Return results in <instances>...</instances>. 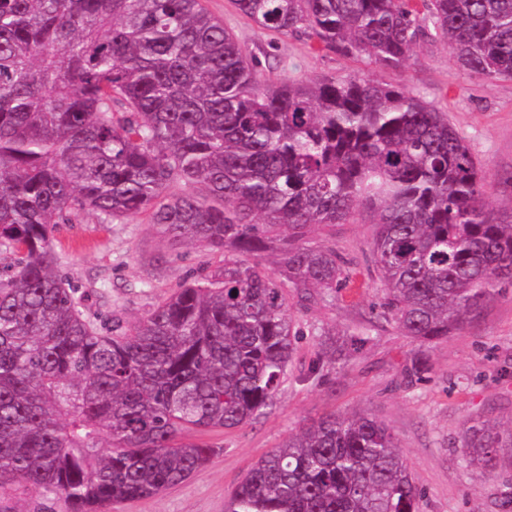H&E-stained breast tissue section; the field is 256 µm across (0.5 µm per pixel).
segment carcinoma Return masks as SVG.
Here are the masks:
<instances>
[{
	"mask_svg": "<svg viewBox=\"0 0 512 512\" xmlns=\"http://www.w3.org/2000/svg\"><path fill=\"white\" fill-rule=\"evenodd\" d=\"M232 2L381 69L435 37L461 68L512 78V0ZM486 179L448 113L402 87L261 81L203 0H0V255L15 256L0 277V492L111 512L188 479L214 448L187 433L273 405L302 335L288 294L306 307L351 283L314 226L370 214L377 319L427 346L462 330L512 283V224L488 215ZM144 213L223 263L105 334L52 232ZM273 251L279 278L261 262ZM371 339L330 343L310 370ZM462 444L483 477L512 459V429L476 422ZM418 497L388 425L330 414L260 459L225 512H416Z\"/></svg>",
	"mask_w": 512,
	"mask_h": 512,
	"instance_id": "carcinoma-1",
	"label": "carcinoma"
}]
</instances>
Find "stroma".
Listing matches in <instances>:
<instances>
[{"label": "stroma", "instance_id": "obj_1", "mask_svg": "<svg viewBox=\"0 0 512 512\" xmlns=\"http://www.w3.org/2000/svg\"><path fill=\"white\" fill-rule=\"evenodd\" d=\"M259 63L261 79L306 84L356 77L400 86L447 110L488 174L489 214L512 219V79H488L461 69L443 41L418 45L406 66L382 70L367 58L324 50L306 34L277 35L240 16L230 0H205ZM375 227L367 219L312 228L314 241L333 246L353 264V285L336 301L290 312L302 335L273 406L241 427L212 429L194 439L214 448L209 463L159 495L113 506L112 512H224L236 485L261 457L319 417L370 412L392 430L421 491L418 512H505L501 493L512 465L482 480L462 461V435L476 422L512 427V287L492 292L481 315L447 340L422 347L394 324L380 323L372 341L346 363L309 373L324 332L366 325L383 291L372 264ZM59 267L87 299L97 325L129 326L145 316L202 264L222 258L185 241L171 243L147 216L99 223L86 216L57 225ZM426 368L413 376V359ZM0 512H69L63 495L13 487Z\"/></svg>", "mask_w": 512, "mask_h": 512}]
</instances>
